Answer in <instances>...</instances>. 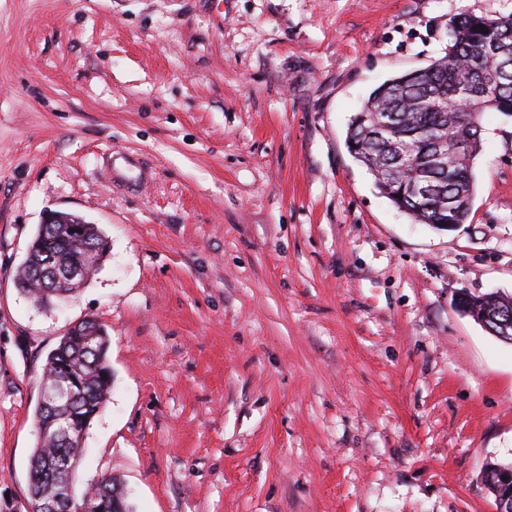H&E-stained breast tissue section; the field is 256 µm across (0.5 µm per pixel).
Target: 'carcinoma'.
I'll use <instances>...</instances> for the list:
<instances>
[{"label": "carcinoma", "instance_id": "cac0c4a2", "mask_svg": "<svg viewBox=\"0 0 512 512\" xmlns=\"http://www.w3.org/2000/svg\"><path fill=\"white\" fill-rule=\"evenodd\" d=\"M483 26L486 32L475 29ZM512 60V15L488 16L465 13L452 27L444 56L429 65L408 70L376 87L350 118L346 146L352 157L374 178L375 186L400 211L419 224H464L475 192L472 163L457 161L448 170L430 167L433 152L428 134L439 127L448 130V150L483 132L482 117L487 112L512 116V72L498 70V61ZM372 112H393L394 126L375 134L362 116ZM426 170L433 186L422 201L411 190L412 181L402 186L389 184L392 173L403 175ZM107 245L95 224L84 229L79 239L66 238L61 224H41L30 242L25 266L16 277V286L36 305L63 301L79 290L64 283L57 288H32L30 271L42 267L46 257L55 259L56 271L64 275L71 264L82 262L83 248ZM481 308L497 317L512 314V296L499 298L491 293ZM78 330L93 334L91 340L60 339L47 356L42 378L55 390L64 366L79 370L80 386L73 392L56 393L38 404L35 424L53 416L61 421L74 412L98 414L109 401L112 372L107 364L108 337L94 320L76 324ZM30 460L29 496L36 501L47 488L66 487L74 495L95 493L127 503L121 483L103 476L79 491L75 474L83 462L84 435L80 433L36 434Z\"/></svg>", "mask_w": 512, "mask_h": 512}]
</instances>
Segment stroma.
Here are the masks:
<instances>
[{
	"instance_id": "stroma-1",
	"label": "stroma",
	"mask_w": 512,
	"mask_h": 512,
	"mask_svg": "<svg viewBox=\"0 0 512 512\" xmlns=\"http://www.w3.org/2000/svg\"><path fill=\"white\" fill-rule=\"evenodd\" d=\"M512 0H0V512H28L49 352L98 320L112 393L79 480L132 512H490L512 343V117L467 223L381 195L345 146L386 79ZM109 249L64 303L15 284L44 215ZM496 293H487L486 298H482L481 295L478 296L479 299H483L480 307L482 309H488L492 315H489L487 312L482 311L479 307V303L473 301L471 299V294L469 295L467 292H460L456 299V305L458 309L462 313H466L467 315L474 318L476 321L482 324V326L493 336H510L512 333V321L501 320L496 318L495 316H503L509 315L510 318L512 315V296H506L504 298L495 297ZM512 340L511 338H506Z\"/></svg>"
}]
</instances>
